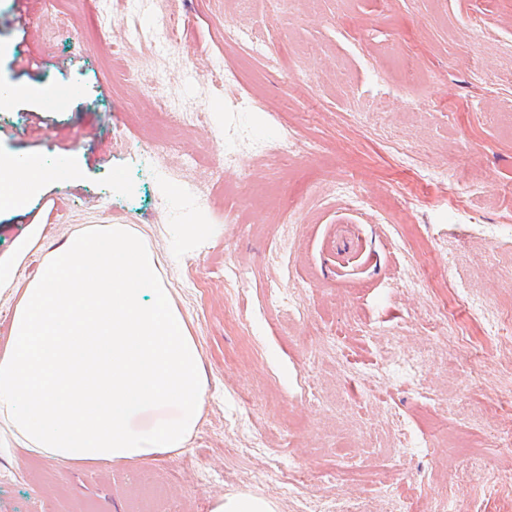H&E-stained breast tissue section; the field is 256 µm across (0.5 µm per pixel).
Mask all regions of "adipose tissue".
Here are the masks:
<instances>
[{"instance_id":"1","label":"adipose tissue","mask_w":512,"mask_h":512,"mask_svg":"<svg viewBox=\"0 0 512 512\" xmlns=\"http://www.w3.org/2000/svg\"><path fill=\"white\" fill-rule=\"evenodd\" d=\"M58 174L0 157V210L25 213ZM203 393L197 343L136 231L80 230L46 255L0 347V422L29 452L73 465L178 450Z\"/></svg>"}]
</instances>
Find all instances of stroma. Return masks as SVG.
Returning <instances> with one entry per match:
<instances>
[{
    "label": "stroma",
    "instance_id": "stroma-1",
    "mask_svg": "<svg viewBox=\"0 0 512 512\" xmlns=\"http://www.w3.org/2000/svg\"><path fill=\"white\" fill-rule=\"evenodd\" d=\"M472 18L473 0H39L22 29L0 0V156L64 169L0 213L1 254L41 226L17 287L74 232L129 225L205 381L185 448L153 459L71 467L0 426V512H131L148 489L166 512L241 491L278 512H512V0ZM167 21L189 54L152 45ZM186 224L214 233L189 244Z\"/></svg>",
    "mask_w": 512,
    "mask_h": 512
}]
</instances>
